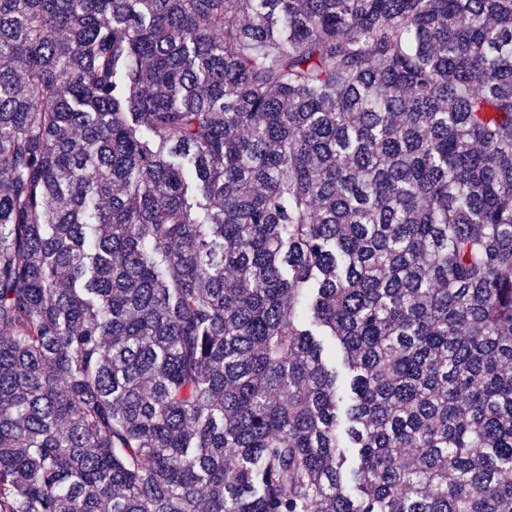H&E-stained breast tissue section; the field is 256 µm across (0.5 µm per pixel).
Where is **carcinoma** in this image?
<instances>
[{
	"label": "carcinoma",
	"mask_w": 512,
	"mask_h": 512,
	"mask_svg": "<svg viewBox=\"0 0 512 512\" xmlns=\"http://www.w3.org/2000/svg\"><path fill=\"white\" fill-rule=\"evenodd\" d=\"M0 512H512V0H0Z\"/></svg>",
	"instance_id": "1"
}]
</instances>
